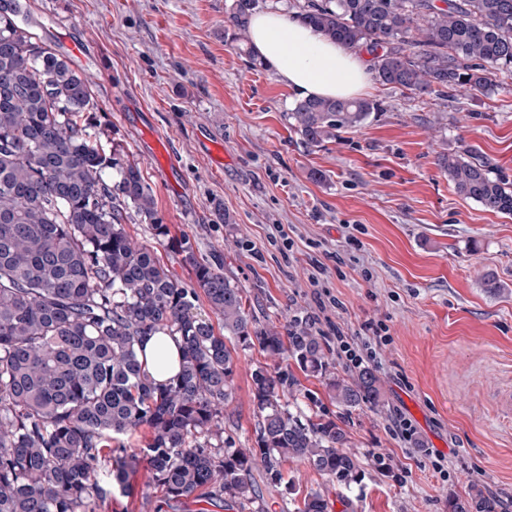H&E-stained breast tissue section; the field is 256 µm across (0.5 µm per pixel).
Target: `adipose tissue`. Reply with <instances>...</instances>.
<instances>
[{"instance_id":"obj_1","label":"adipose tissue","mask_w":512,"mask_h":512,"mask_svg":"<svg viewBox=\"0 0 512 512\" xmlns=\"http://www.w3.org/2000/svg\"><path fill=\"white\" fill-rule=\"evenodd\" d=\"M250 32L261 61L280 82L301 95L352 98L370 87L365 58L326 41L313 28L286 17L280 8L255 13ZM139 358L152 376L163 382L178 372L180 350L173 337L151 336Z\"/></svg>"}]
</instances>
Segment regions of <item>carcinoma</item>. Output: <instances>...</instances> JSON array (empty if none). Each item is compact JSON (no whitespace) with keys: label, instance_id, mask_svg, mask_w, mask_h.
<instances>
[{"label":"carcinoma","instance_id":"carcinoma-1","mask_svg":"<svg viewBox=\"0 0 512 512\" xmlns=\"http://www.w3.org/2000/svg\"><path fill=\"white\" fill-rule=\"evenodd\" d=\"M0 13V512H97L123 488L137 453L119 448L99 467L106 442L140 429L154 481L171 501H220L232 512H265L256 474L274 485L283 464L301 460L330 481L358 478L360 461L332 419L306 414L295 380L277 362L291 358L321 373L329 352L315 324L293 316L258 325L245 291L179 245L194 274L183 286L154 247L124 221L133 210L156 240L171 239L140 166L92 144L97 115L91 77L19 22L24 0ZM268 0H233L227 22L255 59L247 19ZM288 13L325 39L373 54L385 86L412 93L439 88L485 91L512 81V0H286ZM379 105L364 99L309 97L288 112L309 145L363 126ZM460 196L512 215V187L467 149L440 159ZM204 294L224 332L194 312ZM179 337V372L158 383L138 356L155 334ZM275 366L252 374L255 444L224 437L238 350L253 346ZM346 409L384 408L369 367L329 381ZM309 491L296 512H330ZM448 512H494L478 489L448 502Z\"/></svg>","mask_w":512,"mask_h":512}]
</instances>
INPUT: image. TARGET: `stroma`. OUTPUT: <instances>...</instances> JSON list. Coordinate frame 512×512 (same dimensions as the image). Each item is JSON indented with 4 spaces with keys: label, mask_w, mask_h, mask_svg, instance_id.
Instances as JSON below:
<instances>
[{
    "label": "stroma",
    "mask_w": 512,
    "mask_h": 512,
    "mask_svg": "<svg viewBox=\"0 0 512 512\" xmlns=\"http://www.w3.org/2000/svg\"><path fill=\"white\" fill-rule=\"evenodd\" d=\"M231 3L28 0V24L60 52L84 45L72 65L92 78L93 136L139 163L172 235L245 289L258 324L314 317L331 350L334 326L361 337L370 321L390 328L392 342L374 364L382 412L331 400L330 377L350 370L341 358L323 374L289 365L303 404L346 431L363 471L344 487L289 462L284 484L261 486L267 512H286L311 489L332 512H448L449 498L474 485L499 512H512V418L495 407L498 391H512V216L458 195L438 162L467 148L512 183V84L418 95L375 81L366 97L381 111L309 146L288 123L295 93L268 66L251 67L226 32ZM160 147L170 156L166 171ZM125 224L192 285L181 253L154 240L143 217L129 213ZM278 224L294 239L292 252L269 244ZM316 263L326 269L317 288L308 280ZM322 287L342 308L321 307ZM266 361L256 346L239 354L224 412L235 443L255 440L252 373ZM399 412L415 425L417 447L389 435ZM148 436L123 437L139 462L126 491L97 512H195L192 502L164 506L140 452ZM433 449L448 481L432 470Z\"/></svg>",
    "instance_id": "35a3bbf8"
}]
</instances>
